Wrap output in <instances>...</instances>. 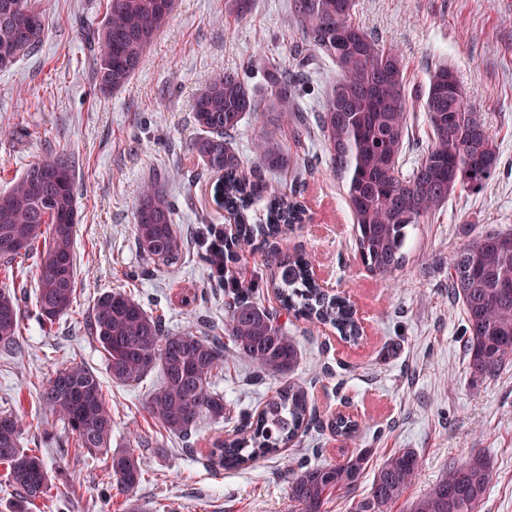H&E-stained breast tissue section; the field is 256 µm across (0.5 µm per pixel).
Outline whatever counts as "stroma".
Wrapping results in <instances>:
<instances>
[{"mask_svg":"<svg viewBox=\"0 0 512 512\" xmlns=\"http://www.w3.org/2000/svg\"><path fill=\"white\" fill-rule=\"evenodd\" d=\"M43 6L49 25L41 48L0 71V191L47 155L73 161L78 287L71 312L43 330L33 263L12 277L0 275V290L16 293L24 312L21 344L0 351V411L23 414L22 448L38 451L54 487L67 494L59 512H128L132 503L143 512H290L289 465L369 451L356 490L361 496L378 466L403 448L419 462L406 498L425 494L449 464L480 454L493 481L478 512H512V365L494 378L473 377L461 306L448 292L449 257L487 232L512 227V0H355L356 23L403 57L410 94H418L440 64L457 71L501 155L482 192H456L412 231L405 261L392 275H372L356 255L352 214L317 127L298 133L292 122L260 111L242 121L234 143L245 163L257 165L254 144L266 135L291 155V170L268 180L296 195L307 220L276 244L242 246L239 268L264 276L281 249L308 255L318 276L349 298L363 338L349 345L326 335L322 325L281 316L301 351L294 376L315 420L280 454L235 470L210 464L211 445L233 436L242 414H257L276 380L257 379L244 358L225 362L216 379L223 418H201L183 441L159 429L146 410L160 371L130 386L113 383L87 322L98 296L120 288L145 308L163 311L170 332L200 321L204 333L220 334L224 290L195 242L200 225L225 221L213 200L216 175L203 171L189 150L198 134L193 103L200 79L236 70L261 99L267 61L288 66L293 51L302 50L303 105L313 117L338 69L308 47L291 20L290 0H255L245 15L236 14L230 0H175L129 83L104 92L81 29L102 21L107 0H43ZM164 170L172 174L173 220L188 251L158 271L133 246V206L144 182ZM74 364L92 367L103 383L114 420L112 450L133 449L148 474L133 495L116 488L100 461L81 454L38 400L39 387ZM339 413L358 423L351 438L330 428Z\"/></svg>","mask_w":512,"mask_h":512,"instance_id":"stroma-1","label":"stroma"}]
</instances>
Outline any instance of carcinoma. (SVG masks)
<instances>
[{"instance_id": "cac0c4a2", "label": "carcinoma", "mask_w": 512, "mask_h": 512, "mask_svg": "<svg viewBox=\"0 0 512 512\" xmlns=\"http://www.w3.org/2000/svg\"><path fill=\"white\" fill-rule=\"evenodd\" d=\"M354 6L355 0H292L291 16L308 44L338 68L318 116V131L344 180L356 253L370 272L386 276L403 264L411 230L457 191L481 190L498 169L500 153L489 128L469 106L455 70L440 65L419 95L432 131L430 144L411 172L402 173L412 108L405 64L393 48L352 20ZM173 7L174 0H108L104 19L83 30L93 46L101 90L119 91L128 83ZM47 28L38 0H0V48L21 42V56H29L41 46ZM266 83L265 111L278 118L289 115L304 126L299 71L270 63ZM258 108L248 81L228 70L202 80L194 102L201 134L191 151L203 169L220 175L219 204L237 226L236 235L224 241V270L233 281V287L224 289V341L195 326L169 332L161 316L125 290L100 295L89 319V332L105 353L112 382L130 385L155 368L161 371V383L146 409L163 430L179 438L190 437L205 415L224 418V395L214 378L230 358L244 357L264 376L281 382L235 436L214 441L209 461L227 470L279 454L312 421L305 391L288 379L300 357L297 342L276 313L251 299L252 283L235 268L238 247L276 240L289 225L305 220L302 203L246 168L233 146L241 122ZM255 152L259 167L268 172L290 163L288 152L272 137L260 138ZM167 182L163 175L145 183L133 212L136 248L159 269L177 264L186 248L173 224ZM77 224L75 174L61 155L31 164L0 192V271L10 274L17 259H34L37 318L44 326H53L73 304ZM310 268L305 255L285 253L266 278V287L287 311L331 326L348 343L357 342L361 333L353 305L319 288ZM448 288L464 313V351L473 375L496 376L512 364V228L488 232L455 252L448 261ZM22 319L16 295L0 292V350L19 346ZM39 399L75 436L83 453L106 455L112 479L123 492H135L144 471L134 453L110 451L112 411L93 369L75 364L56 371L41 386ZM21 435V415L0 411V463L8 465L13 512H31L36 502L48 498L52 482L43 458L21 448ZM365 461L359 453L335 463L288 469L292 512H326L333 497L353 495ZM417 469L413 450L392 453L375 472L367 494L353 500L352 512H394ZM491 481L490 463L483 456L453 463L405 512H477Z\"/></svg>"}]
</instances>
